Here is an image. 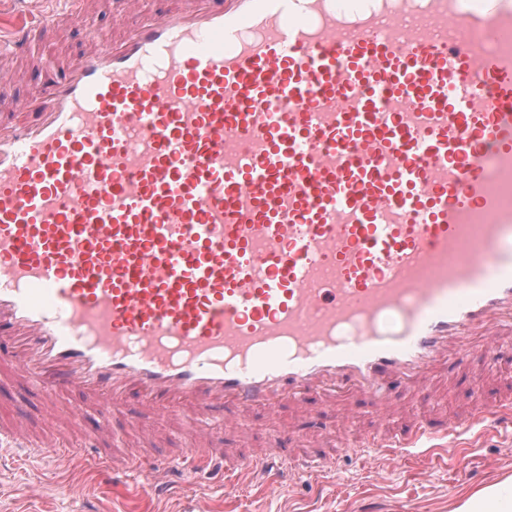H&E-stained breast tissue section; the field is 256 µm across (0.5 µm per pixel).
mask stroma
<instances>
[{
	"label": "stroma",
	"instance_id": "35a3bbf8",
	"mask_svg": "<svg viewBox=\"0 0 512 512\" xmlns=\"http://www.w3.org/2000/svg\"><path fill=\"white\" fill-rule=\"evenodd\" d=\"M118 6L98 0L82 26H66L34 38L38 67H59L64 59L81 55L87 32L99 40L112 36ZM160 457L179 456L185 448L182 421L147 416ZM40 475L38 491L28 478ZM512 476V430L488 429L470 446L438 448L419 458H354L338 474L321 484H266L225 499L217 483L186 479L176 494L158 501L120 482L105 486L96 481L95 464L70 466L68 461H18L0 466V512H400L412 504L415 512H450L459 489H478Z\"/></svg>",
	"mask_w": 512,
	"mask_h": 512
}]
</instances>
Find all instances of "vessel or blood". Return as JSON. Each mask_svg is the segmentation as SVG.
<instances>
[{
	"label": "vessel or blood",
	"mask_w": 512,
	"mask_h": 512,
	"mask_svg": "<svg viewBox=\"0 0 512 512\" xmlns=\"http://www.w3.org/2000/svg\"><path fill=\"white\" fill-rule=\"evenodd\" d=\"M9 2L0 56L93 5ZM140 3L0 116V447L108 440L104 478L159 498L220 465L232 499L511 429L512 393L485 392L512 351V0ZM131 399L192 420L180 461L138 420L115 439ZM285 405L337 419L314 448L283 427L251 447V414ZM219 421L238 444L213 447ZM444 410L448 414H454L466 409L471 404V396L465 384L448 387V393L439 397Z\"/></svg>",
	"instance_id": "vessel-or-blood-1"
}]
</instances>
